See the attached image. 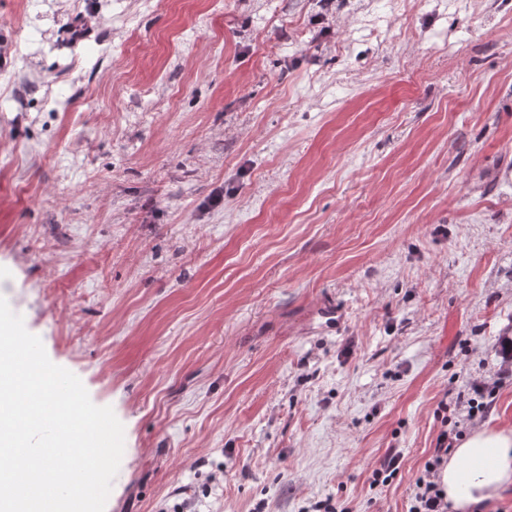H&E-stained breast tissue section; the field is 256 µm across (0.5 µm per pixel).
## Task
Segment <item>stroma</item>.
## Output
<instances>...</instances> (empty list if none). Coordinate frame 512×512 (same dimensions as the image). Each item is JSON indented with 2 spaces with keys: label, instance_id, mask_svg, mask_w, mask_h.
Listing matches in <instances>:
<instances>
[{
  "label": "stroma",
  "instance_id": "obj_1",
  "mask_svg": "<svg viewBox=\"0 0 512 512\" xmlns=\"http://www.w3.org/2000/svg\"><path fill=\"white\" fill-rule=\"evenodd\" d=\"M0 296L105 512H408L512 352V0H0Z\"/></svg>",
  "mask_w": 512,
  "mask_h": 512
}]
</instances>
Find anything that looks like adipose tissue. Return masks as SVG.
<instances>
[{
	"instance_id": "1",
	"label": "adipose tissue",
	"mask_w": 512,
	"mask_h": 512,
	"mask_svg": "<svg viewBox=\"0 0 512 512\" xmlns=\"http://www.w3.org/2000/svg\"><path fill=\"white\" fill-rule=\"evenodd\" d=\"M453 512H470L512 484V430L480 428L462 440L438 473Z\"/></svg>"
}]
</instances>
